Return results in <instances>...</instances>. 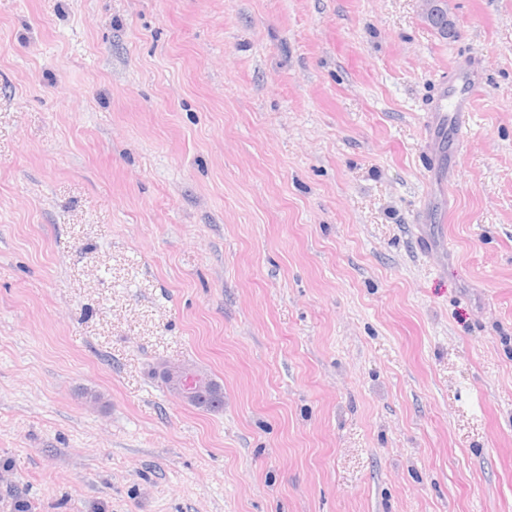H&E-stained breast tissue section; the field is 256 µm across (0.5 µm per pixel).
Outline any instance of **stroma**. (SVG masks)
<instances>
[{
  "instance_id": "obj_1",
  "label": "stroma",
  "mask_w": 512,
  "mask_h": 512,
  "mask_svg": "<svg viewBox=\"0 0 512 512\" xmlns=\"http://www.w3.org/2000/svg\"><path fill=\"white\" fill-rule=\"evenodd\" d=\"M448 14L0 0V492L512 512V0ZM164 376L167 388L189 402H196L205 395L210 394L206 398L200 399L197 403H192L199 408L215 409L224 403V395L220 387L217 385L214 392L215 386L213 381L202 372L181 367L168 369Z\"/></svg>"
}]
</instances>
